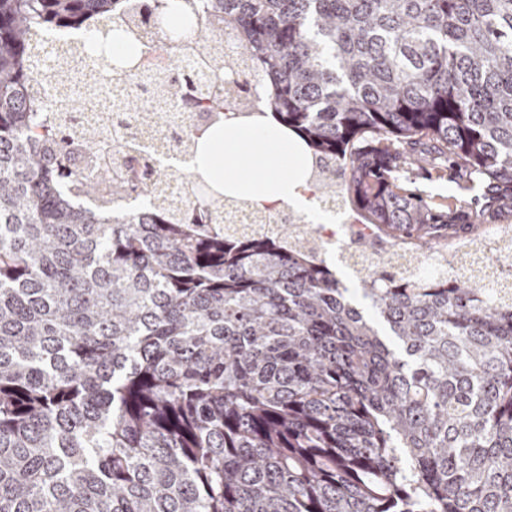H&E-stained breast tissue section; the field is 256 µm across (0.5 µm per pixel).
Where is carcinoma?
<instances>
[{
	"label": "carcinoma",
	"mask_w": 512,
	"mask_h": 512,
	"mask_svg": "<svg viewBox=\"0 0 512 512\" xmlns=\"http://www.w3.org/2000/svg\"><path fill=\"white\" fill-rule=\"evenodd\" d=\"M0 0V512H512V287L469 267L471 237L404 192L428 149L512 209V0ZM135 5L208 47L212 80L169 55L154 82L181 152L240 116L224 35L262 115L417 248L357 270L370 311L307 236L224 223L214 186L124 213L78 172L95 125L44 124L40 35L109 40Z\"/></svg>",
	"instance_id": "obj_1"
}]
</instances>
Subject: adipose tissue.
<instances>
[{"label": "adipose tissue", "mask_w": 512, "mask_h": 512, "mask_svg": "<svg viewBox=\"0 0 512 512\" xmlns=\"http://www.w3.org/2000/svg\"><path fill=\"white\" fill-rule=\"evenodd\" d=\"M286 141L280 127L265 122L212 129L201 139L189 170L219 182L230 195L304 208L308 201L302 189L310 161Z\"/></svg>", "instance_id": "obj_1"}]
</instances>
